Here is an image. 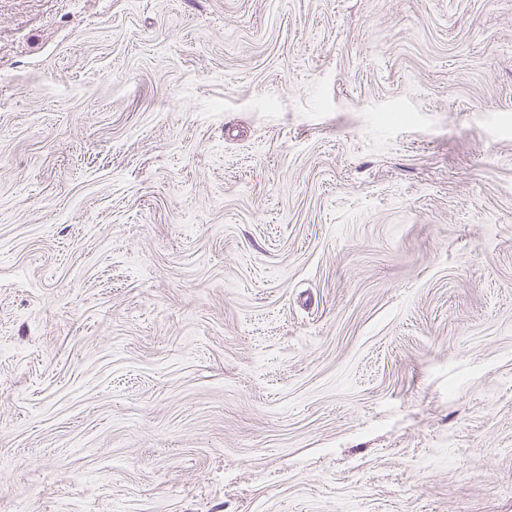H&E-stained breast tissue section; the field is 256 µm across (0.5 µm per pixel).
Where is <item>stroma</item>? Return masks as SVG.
Listing matches in <instances>:
<instances>
[{"mask_svg":"<svg viewBox=\"0 0 512 512\" xmlns=\"http://www.w3.org/2000/svg\"><path fill=\"white\" fill-rule=\"evenodd\" d=\"M0 512H512V0H0Z\"/></svg>","mask_w":512,"mask_h":512,"instance_id":"1","label":"stroma"}]
</instances>
